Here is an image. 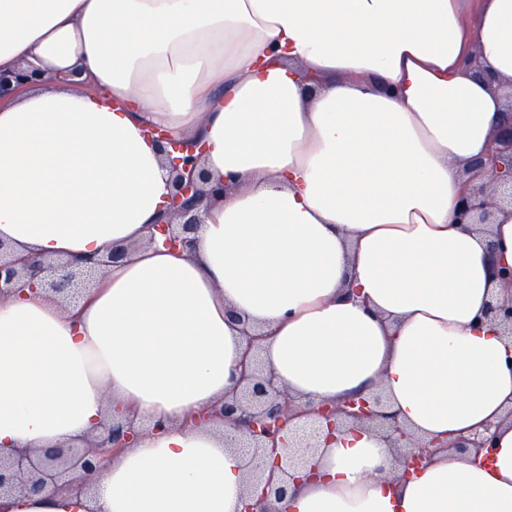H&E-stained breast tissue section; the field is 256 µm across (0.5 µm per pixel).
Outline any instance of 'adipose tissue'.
I'll use <instances>...</instances> for the list:
<instances>
[{"label":"adipose tissue","instance_id":"obj_1","mask_svg":"<svg viewBox=\"0 0 512 512\" xmlns=\"http://www.w3.org/2000/svg\"><path fill=\"white\" fill-rule=\"evenodd\" d=\"M46 79L0 104V242L15 255L132 250L67 308L0 301V457L50 448L107 408L164 421L91 494L0 512H242L246 459L198 422L238 384L243 327L289 394L383 388L416 438L493 426L488 460L403 476L379 435L322 439L317 476L271 512H512V208L455 220L512 81V0H0V72ZM319 80L308 92L304 74ZM204 141L230 178L192 251L149 240L170 184L148 138ZM485 316L499 325L503 336L512 339V305L489 304Z\"/></svg>","mask_w":512,"mask_h":512}]
</instances>
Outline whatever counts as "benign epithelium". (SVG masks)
<instances>
[{"label":"benign epithelium","mask_w":512,"mask_h":512,"mask_svg":"<svg viewBox=\"0 0 512 512\" xmlns=\"http://www.w3.org/2000/svg\"><path fill=\"white\" fill-rule=\"evenodd\" d=\"M40 77L33 70L0 72V104ZM505 98L488 152L468 164L457 206L460 224H489L495 210L505 205L512 207V86ZM156 142L163 155L171 157L175 153L177 157H172L170 206L165 220L153 225V230L165 235L169 246L190 250L194 246L192 234L203 223L202 212L224 196L229 181H211L200 165L203 146L199 142L173 143L162 135ZM128 253V246L115 244L106 254L86 258L78 265L13 258L8 247L0 243V297L10 291V286L26 282L66 304L84 286V276L106 273L123 262ZM485 316L499 325L502 335L512 339V305L490 304ZM246 338L238 392L224 397L202 416L205 422L231 424L239 431L234 447L249 456V487L256 495V503L246 505L244 512H270L266 507L268 498L286 495L288 479L294 473L305 470L307 477L315 475L307 462L318 448L317 438L322 432L330 436L348 426L373 431L389 443L394 460L404 462L409 469L419 468L442 449L477 459L492 447L493 436L488 432L459 438L451 444L435 441L414 446L412 433L388 411L380 392L317 408L302 404L277 384L272 370L264 367L255 354L262 337L248 333ZM138 434L132 419L110 414L99 431L79 445L17 448L8 457L0 458V500L17 494L39 495L50 484L82 490L86 488L85 480L100 469L104 458L121 456Z\"/></svg>","instance_id":"obj_1"}]
</instances>
